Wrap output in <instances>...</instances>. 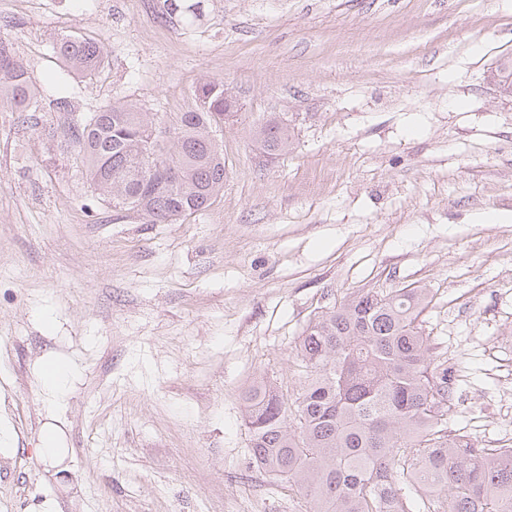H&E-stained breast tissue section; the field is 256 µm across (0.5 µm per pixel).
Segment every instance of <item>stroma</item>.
Segmentation results:
<instances>
[{"mask_svg":"<svg viewBox=\"0 0 512 512\" xmlns=\"http://www.w3.org/2000/svg\"><path fill=\"white\" fill-rule=\"evenodd\" d=\"M160 3L0 0L44 90L41 111L0 109V512H303L251 464L238 394L264 377L296 396L298 336L361 291L430 289L449 431L512 447V0H202L189 27ZM64 34L102 64L67 75L59 112ZM208 79L238 100L216 200L152 224L99 195L65 129L116 101L172 125ZM271 112L293 137L276 158L250 133ZM47 356L76 366L57 398ZM58 436L56 430L46 428L42 431L40 442L36 451L38 455L50 466L55 467L60 453L58 448Z\"/></svg>","mask_w":512,"mask_h":512,"instance_id":"1","label":"stroma"}]
</instances>
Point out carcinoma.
Returning <instances> with one entry per match:
<instances>
[{"instance_id": "cac0c4a2", "label": "carcinoma", "mask_w": 512, "mask_h": 512, "mask_svg": "<svg viewBox=\"0 0 512 512\" xmlns=\"http://www.w3.org/2000/svg\"><path fill=\"white\" fill-rule=\"evenodd\" d=\"M193 25L201 0H164ZM52 53L74 74L102 63L99 42L63 35ZM198 106L163 127L135 103H115L68 127L99 194L166 223L202 211L224 189L213 129L237 115L219 80L195 89ZM41 94L12 44L0 40V107L40 111ZM269 156L288 152V123L271 115L251 129ZM153 179L142 191L139 177ZM426 288L359 292L311 318L295 344L306 381L295 400L257 380L240 393L251 463L305 500L304 512H512V447L484 448L451 433L454 381L434 362L419 317Z\"/></svg>"}]
</instances>
